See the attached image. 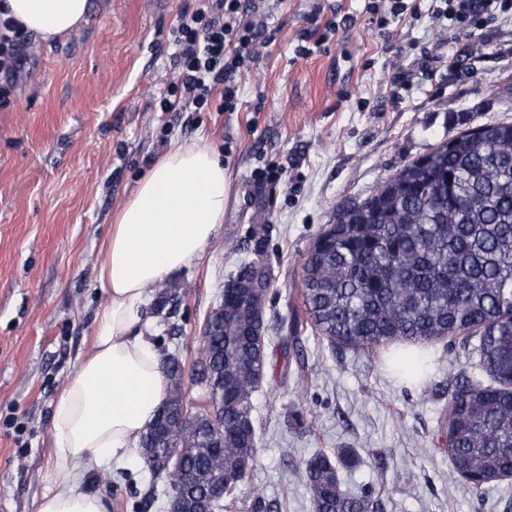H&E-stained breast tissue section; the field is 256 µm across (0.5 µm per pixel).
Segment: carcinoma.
Masks as SVG:
<instances>
[{
	"mask_svg": "<svg viewBox=\"0 0 512 512\" xmlns=\"http://www.w3.org/2000/svg\"><path fill=\"white\" fill-rule=\"evenodd\" d=\"M246 278L249 288L224 296L223 315L201 338L192 368L200 427L173 428L167 419L184 407L185 368L172 352L164 361L169 397L141 441L184 512H220L210 486L222 478L237 489L258 459L251 396L271 339L265 327L261 336L252 331L271 283L256 261ZM299 291L315 335L356 350L390 347L399 368L434 341L477 336L492 383L454 380L445 421L451 464L476 489L512 474V122L460 132L339 209L303 258ZM177 443L186 451L175 470L163 449ZM354 463L349 450L304 461L296 477L315 512H379L370 494L342 490L339 469Z\"/></svg>",
	"mask_w": 512,
	"mask_h": 512,
	"instance_id": "obj_1",
	"label": "carcinoma"
}]
</instances>
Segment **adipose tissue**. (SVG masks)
<instances>
[{"label":"adipose tissue","mask_w":512,"mask_h":512,"mask_svg":"<svg viewBox=\"0 0 512 512\" xmlns=\"http://www.w3.org/2000/svg\"><path fill=\"white\" fill-rule=\"evenodd\" d=\"M87 11L88 0H0V17L46 42L78 32ZM227 192L224 165L201 140L171 146L119 208L99 270L107 302L89 351L54 405L58 466L36 512H107L70 465L127 461L167 401L162 357L133 329L150 287L198 259L218 236Z\"/></svg>","instance_id":"obj_1"}]
</instances>
